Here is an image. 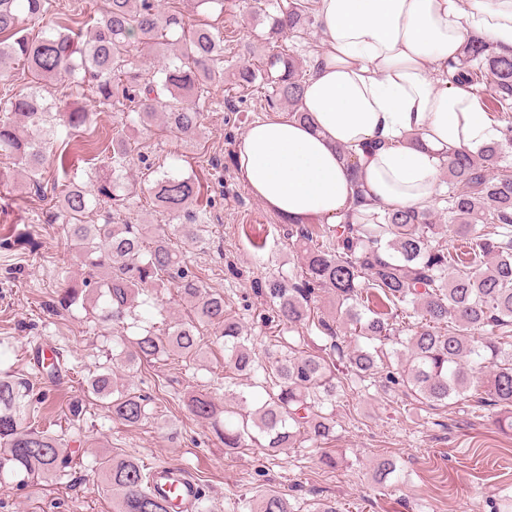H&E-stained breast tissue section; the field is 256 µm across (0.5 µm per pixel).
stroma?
<instances>
[{"mask_svg":"<svg viewBox=\"0 0 512 512\" xmlns=\"http://www.w3.org/2000/svg\"><path fill=\"white\" fill-rule=\"evenodd\" d=\"M271 2L224 0L223 12L208 13V21L224 28L226 74L206 103L195 141L123 125L119 112L94 105L89 124L69 145L81 181L103 165V149L112 137L142 152L127 174L126 214L136 224L162 222L147 193L145 165L201 177L210 233L205 244L183 243L179 249L201 282L223 293L260 356L278 335L303 341L308 350L325 343L317 334L302 338L266 325L260 317L265 300L252 286L268 273L297 268L287 224L248 191L236 166V147L245 130L277 112L264 93L236 88L232 76L241 62L264 65L268 23L260 10ZM44 176L39 192L0 186V342L9 346L7 358L16 376L25 379L32 376L29 359L35 347L49 342L62 351L67 365L63 383H36L33 394L42 397L76 460L59 479H7L0 484V512H113L112 491L95 464L111 449L149 467L164 462L181 466L202 485L209 512H237L242 496L270 487L285 493L296 512H312L325 499L335 501L339 512H512V433L497 428L496 406L474 399L412 406L383 385L355 386L335 408V438L306 441L274 458L256 443L229 458L216 432L186 406L191 395L213 390L228 375L217 351L195 369L171 359L120 372L119 382H133L150 400L152 416L140 425L113 420L98 402L88 405L82 421L69 423L65 412L82 392L81 372L109 362L113 331L95 325L83 309L67 312L57 305L59 289L81 281L83 269L60 224L48 219L55 203L53 167H46ZM21 234L34 241V248L16 245ZM326 452L337 456L335 468L321 465ZM381 458L397 464L383 484L373 474Z\"/></svg>","mask_w":512,"mask_h":512,"instance_id":"35a3bbf8","label":"stroma"}]
</instances>
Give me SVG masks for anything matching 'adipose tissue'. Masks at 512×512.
Listing matches in <instances>:
<instances>
[{
  "instance_id": "obj_1",
  "label": "adipose tissue",
  "mask_w": 512,
  "mask_h": 512,
  "mask_svg": "<svg viewBox=\"0 0 512 512\" xmlns=\"http://www.w3.org/2000/svg\"><path fill=\"white\" fill-rule=\"evenodd\" d=\"M315 10L307 120L256 121L236 155L242 182L283 220L429 208L446 151L504 140L448 65L477 33L512 55V0H315Z\"/></svg>"
}]
</instances>
